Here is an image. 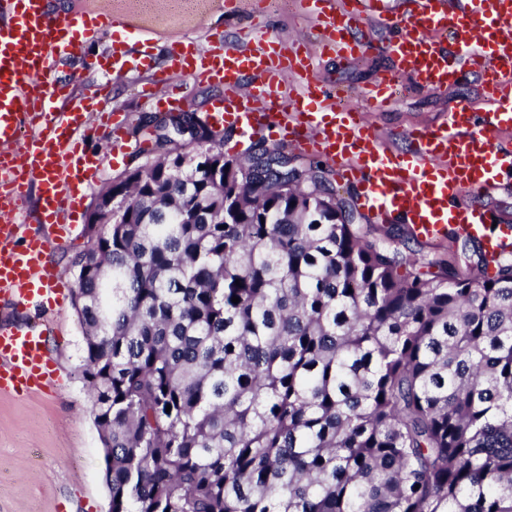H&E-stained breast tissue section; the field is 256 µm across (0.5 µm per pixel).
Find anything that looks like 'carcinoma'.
Segmentation results:
<instances>
[{"mask_svg":"<svg viewBox=\"0 0 512 512\" xmlns=\"http://www.w3.org/2000/svg\"><path fill=\"white\" fill-rule=\"evenodd\" d=\"M185 123L71 261L112 512H512V261L424 271Z\"/></svg>","mask_w":512,"mask_h":512,"instance_id":"cac0c4a2","label":"carcinoma"}]
</instances>
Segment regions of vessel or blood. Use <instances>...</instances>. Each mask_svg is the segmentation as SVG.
<instances>
[{
  "label": "vessel or blood",
  "mask_w": 512,
  "mask_h": 512,
  "mask_svg": "<svg viewBox=\"0 0 512 512\" xmlns=\"http://www.w3.org/2000/svg\"><path fill=\"white\" fill-rule=\"evenodd\" d=\"M403 15L383 0H300L314 39L307 48L256 33L223 54L197 55L174 44L170 63L136 59L151 73L147 102L158 112L176 101L170 75L180 72L219 84L224 96L214 124L248 136L314 153L340 180L361 191L374 223L398 219L426 241L443 243L455 231L480 240L489 255L512 247V230L489 235L490 216L475 197L512 184V0H413ZM49 0H0V189L39 184L34 211L17 197L0 196V305L17 311L52 312L67 287L52 260L69 240L76 220L71 203L78 186L93 180L100 152L81 146L80 131L95 122L114 143L126 132L117 115L82 110L62 78L64 68L85 59L88 40L126 37L142 29L130 17L91 12L75 5L64 14ZM386 32L396 66L362 92L364 109L341 105V89L316 76L311 60L328 52L348 59L368 47L370 22ZM480 72L483 108L459 101L436 125L413 126L404 149L384 146L365 112L394 101L403 80L421 91L447 89L460 72ZM40 234L22 235L25 225ZM50 323H0V394L26 397L54 385Z\"/></svg>",
  "instance_id": "vessel-or-blood-1"
}]
</instances>
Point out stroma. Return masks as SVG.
I'll use <instances>...</instances> for the list:
<instances>
[{"label":"stroma","mask_w":512,"mask_h":512,"mask_svg":"<svg viewBox=\"0 0 512 512\" xmlns=\"http://www.w3.org/2000/svg\"><path fill=\"white\" fill-rule=\"evenodd\" d=\"M88 5L94 10L137 15L146 28L159 35L150 48L153 60L158 62L166 59L172 43L188 44L200 55L211 54L237 43L255 28L288 44L310 40V23L299 0H288L285 6L276 9L260 4L259 0H243L237 9L225 14L211 12L205 2L191 11L179 9L173 0H154L148 10L140 0H88ZM384 39L383 31L376 28L370 46L359 57L327 56L318 61L316 71L326 84L351 91L349 106L359 107V93L380 74L392 69V60L383 48ZM87 50L101 66L87 70L77 64L67 70L66 77L76 95H85L97 84L109 83L107 111L126 118L128 127L142 126L143 132L131 138L127 148L117 152L113 151L104 130L91 132L86 145L101 152L104 160L92 186L83 190L77 220L71 228V246L53 255L60 274L68 280L73 277L70 260L90 245L85 227L95 197L125 170L146 161L145 150L149 145L146 131L160 118L141 97L151 79L148 71L113 68L115 48L111 38L90 41ZM171 85L178 103L165 116L170 120L191 113L206 117L221 94L216 86L177 72L171 76ZM478 95L479 78L469 73L444 93L403 89L390 106L371 113L370 119L399 148L403 145L405 129L419 122L439 120L460 98ZM283 153L293 167L322 176L327 189L357 209L359 224L371 235L390 230L399 249L416 250L425 260L433 262L451 264L457 254L466 253L471 273L481 272L485 254L478 241L461 237L454 242L433 244L418 238L409 225L396 223L386 228L373 223L360 208L357 189L340 183L335 170L324 161L289 146ZM51 318L58 333L57 389L25 399L0 395V512H108L103 448L89 414L87 390L80 376L82 328L69 301L56 308Z\"/></svg>","instance_id":"35a3bbf8"}]
</instances>
